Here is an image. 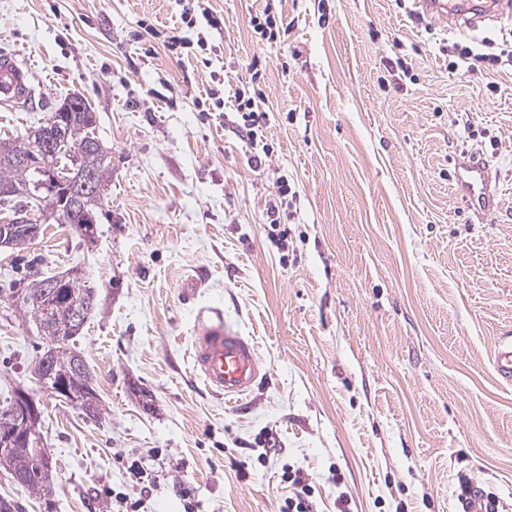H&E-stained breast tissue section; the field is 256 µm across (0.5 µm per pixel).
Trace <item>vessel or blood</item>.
I'll return each instance as SVG.
<instances>
[{
  "instance_id": "1",
  "label": "vessel or blood",
  "mask_w": 512,
  "mask_h": 512,
  "mask_svg": "<svg viewBox=\"0 0 512 512\" xmlns=\"http://www.w3.org/2000/svg\"><path fill=\"white\" fill-rule=\"evenodd\" d=\"M416 4L426 15L453 26L473 27L487 19L512 15V0H462L454 9L449 8L448 0H416ZM32 93L15 55L0 57V107L10 112L22 111ZM457 185L471 209L482 217L490 214L495 206L491 173L478 153L467 154L459 161ZM189 356L194 373L210 391L223 396L228 405L239 404L265 377L253 340L230 325L216 308L199 309ZM493 367L499 378L512 382V336L498 342ZM500 506L499 498L470 485L459 498L457 512H500Z\"/></svg>"
}]
</instances>
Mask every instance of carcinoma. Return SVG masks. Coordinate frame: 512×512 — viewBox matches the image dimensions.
Segmentation results:
<instances>
[{
  "instance_id": "cac0c4a2",
  "label": "carcinoma",
  "mask_w": 512,
  "mask_h": 512,
  "mask_svg": "<svg viewBox=\"0 0 512 512\" xmlns=\"http://www.w3.org/2000/svg\"><path fill=\"white\" fill-rule=\"evenodd\" d=\"M45 127L69 140L70 146L77 151L73 158L61 154L44 159L39 156L38 140L41 130L37 129L25 137L11 138L7 142L12 155H34L39 158V167L62 171L64 168L76 172L89 168L97 172L104 181L112 177L111 160L105 148L93 152L81 149V145L98 140L96 136V112L88 100L82 96H67L51 113ZM37 167V168H39ZM35 167L17 165L0 157V185L10 186L28 199L36 207L38 216L57 215L62 223L68 224L80 237L92 236L96 232L98 215L104 211L105 199L88 197L81 205L66 209V188L62 184L35 188V181L40 174ZM62 287L79 301L95 305L96 295L91 288L77 285V279L59 276ZM24 280L23 273H16L11 280L9 298L13 301L15 311L23 320L31 324L47 344H53L62 351L60 371L68 377L70 396L66 401L79 407L86 415L95 417L99 414L94 373L90 370L80 352L76 350L75 341L83 332L84 326H76L69 320L66 307L58 304L47 308L33 300L37 289L30 287L23 294L16 291L17 283ZM0 467L6 470L21 471L26 474L25 488L33 493H40L50 488L51 469L43 468L35 460L34 445L19 449L9 455H0Z\"/></svg>"
}]
</instances>
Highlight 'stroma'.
I'll return each instance as SVG.
<instances>
[{
    "label": "stroma",
    "mask_w": 512,
    "mask_h": 512,
    "mask_svg": "<svg viewBox=\"0 0 512 512\" xmlns=\"http://www.w3.org/2000/svg\"><path fill=\"white\" fill-rule=\"evenodd\" d=\"M206 5L220 30L186 27V0H0V53L31 56L44 82L27 111L0 109V137L75 93L112 153L93 243L48 224L25 250L97 292L76 346L101 413L42 388L45 342L0 303V400L34 399L54 473L43 495L0 468V496L19 512H113L119 496L179 512L182 483L201 512H279L296 472L313 512H454L468 482L512 512V383L493 372L512 336V18L452 31L412 0H275L288 31L270 41L250 24L265 0ZM174 34L187 54L164 48ZM460 45L500 60L449 69ZM249 81L269 114L258 168L228 119ZM217 86L223 111H202ZM475 149L502 187L484 221L456 191ZM202 306L265 366L242 408L192 370Z\"/></svg>",
    "instance_id": "1"
}]
</instances>
